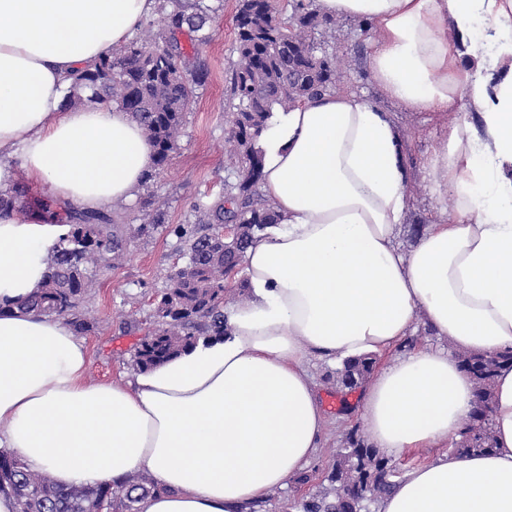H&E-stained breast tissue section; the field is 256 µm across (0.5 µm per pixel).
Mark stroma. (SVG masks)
I'll return each mask as SVG.
<instances>
[{
	"instance_id": "35a3bbf8",
	"label": "stroma",
	"mask_w": 512,
	"mask_h": 512,
	"mask_svg": "<svg viewBox=\"0 0 512 512\" xmlns=\"http://www.w3.org/2000/svg\"><path fill=\"white\" fill-rule=\"evenodd\" d=\"M206 2L216 11L210 41L199 54L208 76L197 91L169 164L147 188L148 195L162 205L165 223L151 234H140L139 202L116 206L115 211L125 227L127 251L114 267L98 273L85 296L84 307L96 322L95 328L83 337L88 349L87 378L92 382L131 378L135 371L134 352L143 336L134 324L149 316L153 297L164 288L168 271L183 261L175 228L191 227L195 220L194 204L214 200L226 184L235 180V171L224 156V140L231 125L230 77L238 63L234 22L238 0ZM332 48L347 63L344 90L365 93L385 105L401 128L412 176L407 222L401 227L397 244L401 250H411L416 243L411 225H429L443 209L453 206L452 198L436 200L429 196L428 176L421 166L427 154L446 146L447 120L431 112H406L385 100L369 79L364 34L359 23L340 21ZM306 366L318 385L326 413L321 446L311 462L312 479L306 484L293 481L286 488L271 491L258 512H296V501L325 487L324 476L336 448L343 446L348 429L361 423L358 414L346 411L347 405L356 401L357 394L337 386L335 363L312 358Z\"/></svg>"
}]
</instances>
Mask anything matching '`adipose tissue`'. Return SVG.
<instances>
[{
	"mask_svg": "<svg viewBox=\"0 0 512 512\" xmlns=\"http://www.w3.org/2000/svg\"><path fill=\"white\" fill-rule=\"evenodd\" d=\"M158 0H0V187L20 159L62 204L132 202L155 157L126 112L62 108L75 70L119 49ZM364 24L369 78L407 112L470 101L423 164L450 196L415 247L408 165L388 112L327 92L268 122L260 189L280 215L245 253L248 300L223 337L90 383L83 342L60 318L14 310L48 274L61 228L0 215V450L59 485L141 471L156 492L138 512H248L313 460L325 423L308 357L380 355L425 322L473 355L512 352V0H315ZM450 349L381 365L359 396L371 447L418 451L374 512H512V364L492 392L494 448L446 452L476 407Z\"/></svg>",
	"mask_w": 512,
	"mask_h": 512,
	"instance_id": "1",
	"label": "adipose tissue"
}]
</instances>
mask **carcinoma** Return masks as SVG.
I'll use <instances>...</instances> for the list:
<instances>
[{
    "label": "carcinoma",
    "instance_id": "1",
    "mask_svg": "<svg viewBox=\"0 0 512 512\" xmlns=\"http://www.w3.org/2000/svg\"><path fill=\"white\" fill-rule=\"evenodd\" d=\"M203 0H165L160 24L147 20L138 36L87 69L72 75L65 94V109H85L114 103L144 129L155 155L154 170L145 183L169 162L190 111L196 88L206 81L204 65L191 61L190 51L208 42L213 17ZM239 61L231 77V128L224 150L236 168V183L212 203L194 204L196 230L175 233L183 242L185 262L168 272L165 288L153 299L145 320L147 333L134 354L143 370L224 335V300L228 280L243 269L244 253L254 236L279 216L258 192L263 176V151L258 141L276 112L296 106L297 96L312 97L339 89L343 61L328 51L318 37L335 35L336 19L320 15L314 0H296L292 12L282 14L272 0H239L235 16ZM148 233L165 222L163 208L141 201ZM16 213L63 227L50 248L48 275L25 301L22 312L62 318L77 336L94 327L82 301L100 268L123 255L126 239L112 210L74 208L59 213L44 199L28 197L25 184L16 180L0 190V214ZM236 225L227 245L220 246L219 227ZM469 373L484 388L491 403L495 374L512 352L492 359L464 354ZM374 361L363 357L336 369V385L352 390L364 384ZM347 447L336 451L326 476L329 487L295 503L299 512H370L393 482L389 462L366 443L359 428L346 434ZM493 448L490 415L474 417L464 427L456 453ZM156 490L154 481L130 474L120 482L65 488L43 472L33 471L15 454L0 451V493L16 500L17 512H137V503Z\"/></svg>",
    "mask_w": 512,
    "mask_h": 512
}]
</instances>
